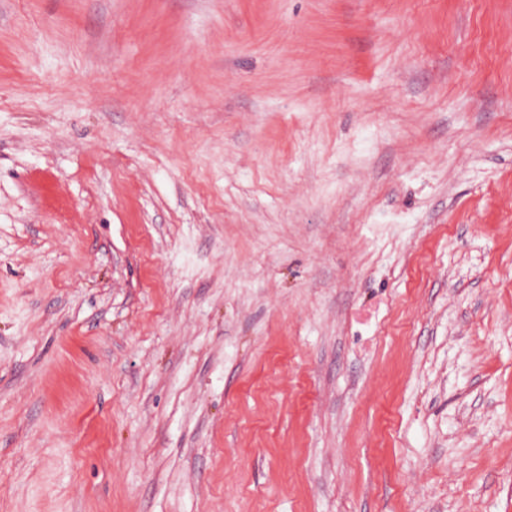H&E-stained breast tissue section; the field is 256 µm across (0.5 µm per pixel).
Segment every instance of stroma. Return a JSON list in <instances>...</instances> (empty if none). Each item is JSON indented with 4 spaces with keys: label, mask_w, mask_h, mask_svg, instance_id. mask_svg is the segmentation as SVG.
Here are the masks:
<instances>
[{
    "label": "stroma",
    "mask_w": 512,
    "mask_h": 512,
    "mask_svg": "<svg viewBox=\"0 0 512 512\" xmlns=\"http://www.w3.org/2000/svg\"><path fill=\"white\" fill-rule=\"evenodd\" d=\"M0 512H512V0H0Z\"/></svg>",
    "instance_id": "obj_1"
}]
</instances>
